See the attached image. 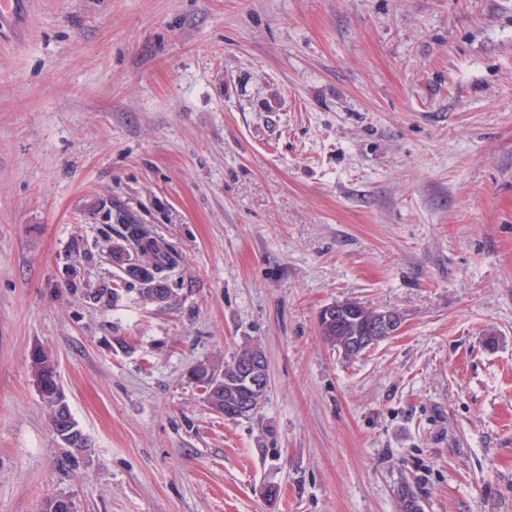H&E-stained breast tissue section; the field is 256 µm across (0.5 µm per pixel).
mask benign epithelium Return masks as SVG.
<instances>
[{"mask_svg": "<svg viewBox=\"0 0 512 512\" xmlns=\"http://www.w3.org/2000/svg\"><path fill=\"white\" fill-rule=\"evenodd\" d=\"M144 293L149 300L161 303L167 298L168 288L161 278L147 280ZM319 325L324 328L334 326L336 331L344 333L340 337L343 353L356 356L397 335L402 329L403 317L394 310L378 308L369 314L360 302L344 300L325 306L319 314ZM201 374L210 380L208 403H214L224 391L234 394L235 402L224 406L223 414L229 418L253 408L254 399L264 396L268 388L265 357L257 348L249 354L248 360L229 371L203 365ZM42 398L53 405L59 417V439L67 446L89 447L87 437L71 416L69 401L62 388L55 389L52 396L44 394Z\"/></svg>", "mask_w": 512, "mask_h": 512, "instance_id": "benign-epithelium-1", "label": "benign epithelium"}]
</instances>
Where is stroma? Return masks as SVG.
I'll use <instances>...</instances> for the list:
<instances>
[{"instance_id":"stroma-1","label":"stroma","mask_w":512,"mask_h":512,"mask_svg":"<svg viewBox=\"0 0 512 512\" xmlns=\"http://www.w3.org/2000/svg\"><path fill=\"white\" fill-rule=\"evenodd\" d=\"M107 210L178 251L164 302L113 261L131 246ZM341 300L400 333L345 357L318 331ZM39 346L87 452L52 430ZM252 346L268 390L224 417L193 372ZM50 496L512 512V0H20L0 26V512ZM42 356V361L33 362L31 360V369L34 372V377L39 378L48 388L53 389L57 384L56 368L54 367L55 361L52 355L45 350H43Z\"/></svg>"}]
</instances>
